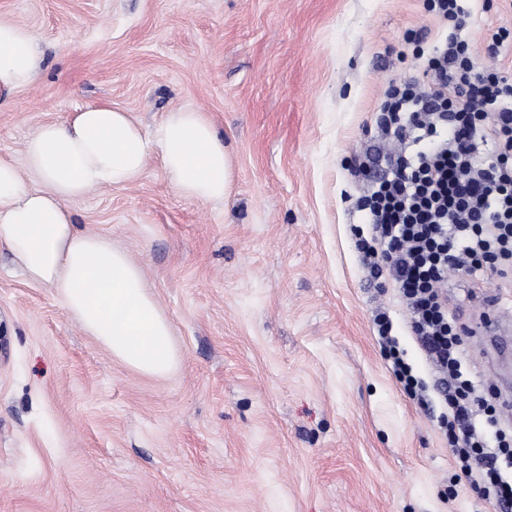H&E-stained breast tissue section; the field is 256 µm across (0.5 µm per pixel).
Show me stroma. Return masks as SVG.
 <instances>
[{
	"label": "stroma",
	"instance_id": "35a3bbf8",
	"mask_svg": "<svg viewBox=\"0 0 512 512\" xmlns=\"http://www.w3.org/2000/svg\"><path fill=\"white\" fill-rule=\"evenodd\" d=\"M479 61L512 0H464ZM41 72L0 103V157L24 163L42 124L89 105L155 133L204 113L224 140L223 201L179 195L159 156L143 177L69 201L77 229L141 267L170 320L174 368L115 360L0 245V512H497L456 480L436 411L403 390L377 341L392 289L357 253L352 204L390 81L424 76L415 46L448 34L426 0H0ZM467 369L512 388V282L448 280Z\"/></svg>",
	"mask_w": 512,
	"mask_h": 512
}]
</instances>
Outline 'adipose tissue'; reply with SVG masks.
Wrapping results in <instances>:
<instances>
[{
  "label": "adipose tissue",
  "mask_w": 512,
  "mask_h": 512,
  "mask_svg": "<svg viewBox=\"0 0 512 512\" xmlns=\"http://www.w3.org/2000/svg\"><path fill=\"white\" fill-rule=\"evenodd\" d=\"M39 69L34 34L0 19V100L29 85ZM180 195L220 201L230 183L224 140L203 113L168 112L149 137L128 112L94 105L41 125L24 145L29 187L0 157V245L33 281L57 289L65 310L114 359L163 376L175 363L172 328L143 287V272L101 237L79 232L65 203L144 174L152 152Z\"/></svg>",
  "instance_id": "obj_1"
}]
</instances>
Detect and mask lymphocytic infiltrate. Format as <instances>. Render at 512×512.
I'll return each mask as SVG.
<instances>
[{
	"mask_svg": "<svg viewBox=\"0 0 512 512\" xmlns=\"http://www.w3.org/2000/svg\"><path fill=\"white\" fill-rule=\"evenodd\" d=\"M448 25L424 80L390 82L377 129L381 172L365 170L351 227L371 278L385 279L408 312V327L434 368L419 377L392 334L388 312L374 318L378 339L405 392L433 391L439 425L461 477L481 485L486 500L512 508V438L489 446L481 423L498 407L468 376L460 329L444 293L452 270L512 274V75L495 65L512 45L502 28L487 45L492 65L478 67L463 35L460 0H427Z\"/></svg>",
	"mask_w": 512,
	"mask_h": 512,
	"instance_id": "1",
	"label": "lymphocytic infiltrate"
}]
</instances>
